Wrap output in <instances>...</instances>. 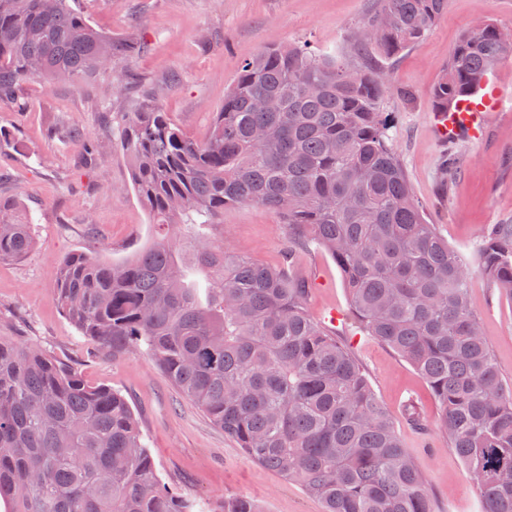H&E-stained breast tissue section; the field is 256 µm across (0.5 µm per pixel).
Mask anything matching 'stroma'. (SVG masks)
<instances>
[{"label": "stroma", "mask_w": 512, "mask_h": 512, "mask_svg": "<svg viewBox=\"0 0 512 512\" xmlns=\"http://www.w3.org/2000/svg\"><path fill=\"white\" fill-rule=\"evenodd\" d=\"M92 24L137 44L131 57L78 84L23 85L22 112L0 106V198L33 215L32 251L0 261V336L35 345L75 367L91 384L120 391L135 411L162 481L208 504L247 498L262 512H323L295 481L249 459L238 443L186 399L145 354H103L85 340L53 301L63 260L96 251L107 260L132 257L155 237L135 196L122 148L131 113L148 105L167 112L188 136H207L214 112L244 61L272 46L308 44L344 57L378 0H79ZM493 21L512 31V0H448L421 40L383 61L381 109L413 194L430 223L461 257L483 337L505 382H512V300L501 297L479 266L485 228L512 224V60L488 76L499 102L484 133L444 142L435 130L434 89L469 28ZM103 142L87 155L71 129ZM456 152L459 169L444 161ZM231 251L277 266L289 230L275 211L230 207L215 229ZM309 281L307 310L334 328L364 368L379 402L426 480L436 512H482L467 469L439 428L441 409L429 385L398 355L365 336L352 320L343 279L317 247L300 252Z\"/></svg>", "instance_id": "1"}]
</instances>
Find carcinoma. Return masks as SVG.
I'll return each mask as SVG.
<instances>
[{"instance_id": "1", "label": "carcinoma", "mask_w": 512, "mask_h": 512, "mask_svg": "<svg viewBox=\"0 0 512 512\" xmlns=\"http://www.w3.org/2000/svg\"><path fill=\"white\" fill-rule=\"evenodd\" d=\"M78 0H0V106L32 79L75 83L135 48ZM447 0H380L349 64L304 46L246 62L203 142L158 108L132 113L131 183L159 229L120 264L65 259L53 300L108 355L143 351L252 461L299 482L324 512H435L422 474L351 350L308 314L296 250L325 249L352 315L429 384L440 430L483 512H512V385L502 382L457 253L428 223L389 143L379 61L421 39ZM512 58L492 22L462 35L435 111L468 100ZM264 99L265 109L256 107ZM258 204L288 224L279 267L234 254L213 226ZM187 233L177 243L175 225ZM34 246L31 218L0 199V260ZM483 272L512 299V224L486 229ZM206 276L205 297L188 282ZM0 499L11 512H195L159 479L128 400L41 349L0 336ZM209 512H260L228 498Z\"/></svg>"}]
</instances>
